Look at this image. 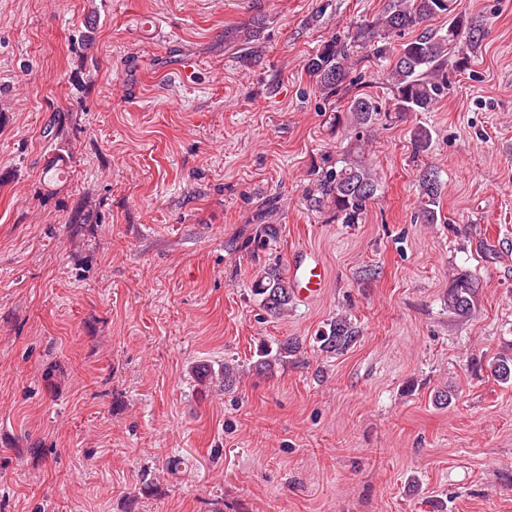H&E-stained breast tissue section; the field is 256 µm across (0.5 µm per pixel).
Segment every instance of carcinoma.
<instances>
[{"instance_id":"obj_1","label":"carcinoma","mask_w":512,"mask_h":512,"mask_svg":"<svg viewBox=\"0 0 512 512\" xmlns=\"http://www.w3.org/2000/svg\"><path fill=\"white\" fill-rule=\"evenodd\" d=\"M456 0H392L380 16L340 32L324 42L306 61L305 67L323 95L335 97L346 90L351 66L362 61L380 68L391 86V107L395 112H428L448 94L453 74L467 70L487 31L483 23L456 11ZM445 16L448 25L430 27L434 19ZM413 37L393 50L392 43L406 32ZM376 99L366 90L350 96L346 111L333 113L332 125L346 126L354 131V140L347 149L313 170L305 188L304 199L316 211L328 216V222L362 223L370 205L377 197L380 183L366 156L365 140L360 130L371 127L380 115ZM431 132L418 126L413 132V148L424 153L430 146ZM66 165L61 154L50 157L44 167V184L55 186ZM418 218L425 224L438 221L437 207L442 182L437 173L425 171L419 179ZM276 224H259L250 243L253 249L264 248L277 239ZM250 292L260 307L272 316H281L293 305L294 289L280 261L260 270ZM478 296V285L467 273L458 274L448 288V312L461 318L471 314ZM360 327L347 317L327 324L318 337L321 350L342 354L357 343ZM300 341L286 336L274 341V346L259 349L255 369L269 371L274 364L296 354ZM485 370L498 382L512 381V356H497L488 360ZM199 384L215 382L226 391L234 389L240 365L231 361L214 367L199 362L192 367Z\"/></svg>"}]
</instances>
